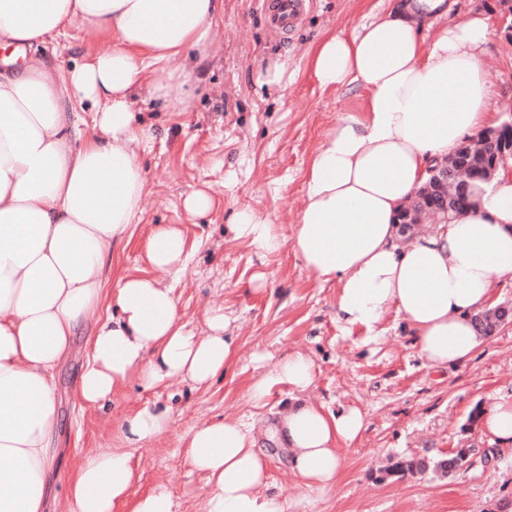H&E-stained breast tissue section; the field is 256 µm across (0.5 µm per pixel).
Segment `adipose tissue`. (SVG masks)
<instances>
[{
    "instance_id": "ef3b65f1",
    "label": "adipose tissue",
    "mask_w": 512,
    "mask_h": 512,
    "mask_svg": "<svg viewBox=\"0 0 512 512\" xmlns=\"http://www.w3.org/2000/svg\"><path fill=\"white\" fill-rule=\"evenodd\" d=\"M223 13L224 0H0V44L13 50L0 59V512H46L55 370L83 328L92 333L78 395L93 406L133 379L146 389L169 378L202 386L231 360L226 316L208 317V335L186 330L172 288L158 280H119L114 314L99 313L105 259L143 212L138 150L152 134L132 99L147 84L185 106L186 54L210 56ZM76 20L104 43L90 61L65 68L35 55ZM491 33L483 12L449 23L444 0H386L350 34L324 32L308 55L312 76L320 88L359 92L362 108L330 127L311 157L292 239L251 209L234 224L261 257L291 247L317 280L335 283L345 325L374 339L388 313L402 316L436 369L466 364L489 342L472 315L512 279V169L475 181V207L433 231L412 234L398 216L465 138L496 125L482 62ZM86 103L93 131L76 148L70 115ZM146 254L162 271L189 266L185 238L170 224L157 226ZM314 377L307 355L285 354L249 388L256 408L276 385L293 393L265 430L242 416L185 434L188 463L210 488L202 512H288L263 437L308 488L339 482L340 448L365 421L357 408L308 400ZM477 424L490 442L512 447V392L489 395ZM170 425L164 409L128 416L125 451L87 456L66 485L64 512H117L134 477L131 449Z\"/></svg>"
}]
</instances>
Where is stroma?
I'll return each mask as SVG.
<instances>
[{"label": "stroma", "instance_id": "stroma-1", "mask_svg": "<svg viewBox=\"0 0 512 512\" xmlns=\"http://www.w3.org/2000/svg\"><path fill=\"white\" fill-rule=\"evenodd\" d=\"M378 0H309L299 23L282 34L268 24L264 0H224L215 52L188 75L190 100L178 111L142 87L133 109L150 126L153 142L140 151L148 183L144 212L125 240L107 256L102 281L112 293L127 276L158 278L173 288L181 320L196 335L207 332L208 315L230 319L234 354L224 373L196 387L178 380L154 388L129 382L105 407L78 396L79 374L89 353L87 335L57 372L61 431L52 481L64 490L84 456L120 451L119 426L145 406L169 409L171 430L134 449L135 479L129 500L154 487H168L177 512H199L209 488L192 471L179 439L210 420L254 415L265 424L287 405L288 386L278 385L265 408L254 409L248 391L282 355L301 351L315 364L306 396L331 409L355 407L366 428L342 448L345 474L332 490L318 493L272 455L269 474L298 512H512V450L491 449L472 417L487 395L512 389V324L466 365L430 368L413 346L411 331L388 315L385 332L368 340L361 327L336 317V285L311 275L291 249L262 258L235 238L234 215L249 208L292 237L299 222L304 175L310 158L337 120L358 111L362 100L321 90L307 67V53L324 31L351 33ZM487 11L492 34L483 66L493 86L497 113L512 111V0H450L448 20L470 10ZM98 43L80 23L43 48L52 63L70 67L93 55ZM287 57L292 75L284 90L259 88L268 61ZM196 190L214 198L203 216L188 215L184 198ZM161 224L177 226L191 255L185 275L160 274L145 258V242ZM458 448L473 449L471 467L445 476L435 461ZM494 450L490 463L484 451ZM427 460L423 473L399 477L393 464Z\"/></svg>", "mask_w": 512, "mask_h": 512}]
</instances>
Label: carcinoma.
Returning a JSON list of instances; mask_svg holds the SVG:
<instances>
[{
  "instance_id": "carcinoma-1",
  "label": "carcinoma",
  "mask_w": 512,
  "mask_h": 512,
  "mask_svg": "<svg viewBox=\"0 0 512 512\" xmlns=\"http://www.w3.org/2000/svg\"><path fill=\"white\" fill-rule=\"evenodd\" d=\"M448 166L456 169L454 178L448 180V218L451 219L471 205L468 192L471 183L475 180H488L503 167V164L498 158L497 148L489 139L479 135L449 156ZM433 205L434 201L429 195L418 193L413 203L399 214L398 221L416 223L425 215L434 213ZM474 324L482 335H492L501 325L498 309L494 307L477 313ZM470 453L469 448H458L448 454L447 458L439 461L438 468L452 475L469 462Z\"/></svg>"
}]
</instances>
